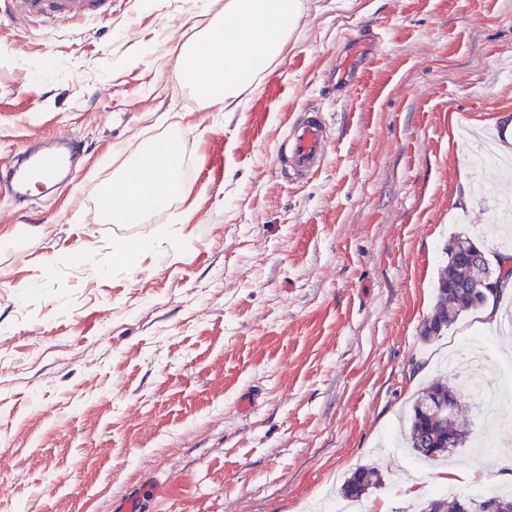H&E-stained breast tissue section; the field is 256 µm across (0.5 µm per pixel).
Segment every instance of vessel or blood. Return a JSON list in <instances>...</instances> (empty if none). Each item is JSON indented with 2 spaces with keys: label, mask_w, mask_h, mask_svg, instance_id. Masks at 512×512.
Segmentation results:
<instances>
[{
  "label": "vessel or blood",
  "mask_w": 512,
  "mask_h": 512,
  "mask_svg": "<svg viewBox=\"0 0 512 512\" xmlns=\"http://www.w3.org/2000/svg\"><path fill=\"white\" fill-rule=\"evenodd\" d=\"M112 13V0H0V16L24 20L37 18L45 21L79 20L104 17ZM361 66L349 63L334 69L332 79L337 92L343 93L358 82ZM288 149L278 160L280 173L288 178L304 180L317 173L323 166L331 138L328 124L321 110L303 107L286 132ZM62 151L44 153L24 152L20 165L5 184L10 196L27 192L32 174L59 173L66 165V150L75 144L68 135L58 138Z\"/></svg>",
  "instance_id": "obj_1"
}]
</instances>
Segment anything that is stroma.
<instances>
[{
  "label": "stroma",
  "mask_w": 512,
  "mask_h": 512,
  "mask_svg": "<svg viewBox=\"0 0 512 512\" xmlns=\"http://www.w3.org/2000/svg\"><path fill=\"white\" fill-rule=\"evenodd\" d=\"M288 53L243 109L197 113L169 52L224 0H115L107 18H0V175L35 142L80 143L70 179L0 200V503L114 512H336L362 464L382 486L349 512H418L436 488L494 480L512 444L427 463L404 448L416 392L448 378L474 434L512 422L501 389L444 372L461 341L512 346L462 315L426 343L444 247L501 214L476 146L512 115V0H302ZM381 39L360 81L323 84L346 46ZM325 112L311 179L280 176L283 125ZM180 143L185 192L135 224L97 207L146 143ZM469 201L457 202L460 191ZM151 240L137 268L120 243ZM252 400V409L239 407Z\"/></svg>",
  "instance_id": "1"
}]
</instances>
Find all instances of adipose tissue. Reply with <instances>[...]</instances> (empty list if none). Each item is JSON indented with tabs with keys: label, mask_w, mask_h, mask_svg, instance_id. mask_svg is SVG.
<instances>
[{
	"label": "adipose tissue",
	"mask_w": 512,
	"mask_h": 512,
	"mask_svg": "<svg viewBox=\"0 0 512 512\" xmlns=\"http://www.w3.org/2000/svg\"><path fill=\"white\" fill-rule=\"evenodd\" d=\"M302 16L300 0H225L224 13L178 48L174 74L193 85L198 109L238 111L285 58ZM175 140L151 143L113 177L112 218L130 223L183 191Z\"/></svg>",
	"instance_id": "ef3b65f1"
}]
</instances>
